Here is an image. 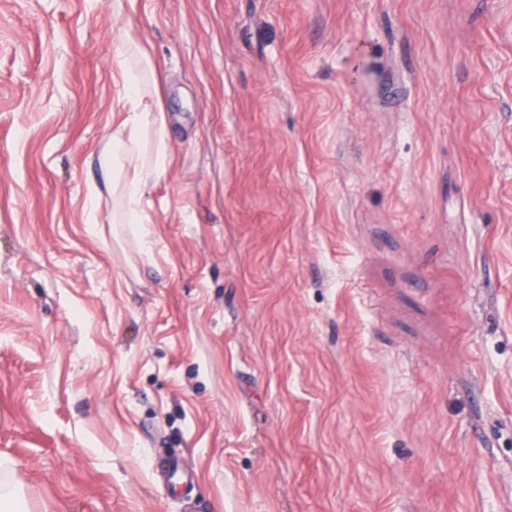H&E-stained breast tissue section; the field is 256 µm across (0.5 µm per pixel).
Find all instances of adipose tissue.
<instances>
[{
  "instance_id": "adipose-tissue-1",
  "label": "adipose tissue",
  "mask_w": 512,
  "mask_h": 512,
  "mask_svg": "<svg viewBox=\"0 0 512 512\" xmlns=\"http://www.w3.org/2000/svg\"><path fill=\"white\" fill-rule=\"evenodd\" d=\"M116 71L128 110L101 161L114 169L112 192L124 203V223L139 224L144 184L164 178L168 171V128L160 105L146 101L141 93L145 75L154 74L155 66L148 50L131 35L120 39Z\"/></svg>"
}]
</instances>
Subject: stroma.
Returning a JSON list of instances; mask_svg holds the SVG:
<instances>
[{
    "label": "stroma",
    "instance_id": "35a3bbf8",
    "mask_svg": "<svg viewBox=\"0 0 512 512\" xmlns=\"http://www.w3.org/2000/svg\"><path fill=\"white\" fill-rule=\"evenodd\" d=\"M0 455L27 512H512V0H0ZM116 72L128 107V116L112 133V148L99 158L112 168V194L124 203L123 223H144L140 209L147 179L164 178L169 166V135L159 103L151 104L141 93L146 74L155 76L148 50L129 34L120 38Z\"/></svg>",
    "mask_w": 512,
    "mask_h": 512
}]
</instances>
